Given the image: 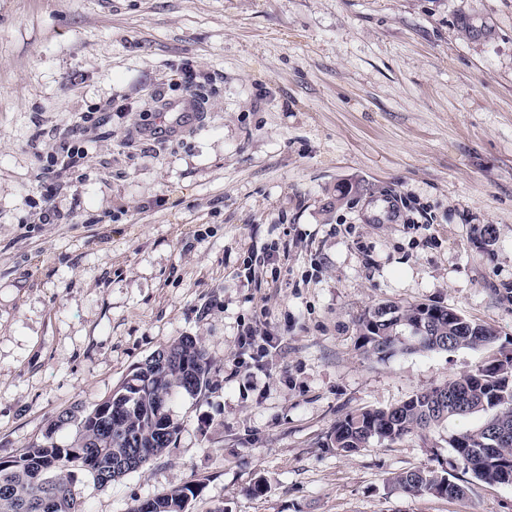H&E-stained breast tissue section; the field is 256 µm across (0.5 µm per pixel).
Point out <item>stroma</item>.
<instances>
[{
	"label": "stroma",
	"instance_id": "1",
	"mask_svg": "<svg viewBox=\"0 0 512 512\" xmlns=\"http://www.w3.org/2000/svg\"><path fill=\"white\" fill-rule=\"evenodd\" d=\"M82 113L81 166L37 181ZM380 302L499 340L381 361L356 326ZM183 335L210 390L173 399L161 457L79 479L85 512L192 481L194 512H512L449 446L478 417L329 440L512 350V0H0V459ZM421 467L465 498L388 482Z\"/></svg>",
	"mask_w": 512,
	"mask_h": 512
}]
</instances>
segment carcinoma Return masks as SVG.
I'll list each match as a JSON object with an SVG mask.
<instances>
[{
  "label": "carcinoma",
  "instance_id": "carcinoma-1",
  "mask_svg": "<svg viewBox=\"0 0 512 512\" xmlns=\"http://www.w3.org/2000/svg\"><path fill=\"white\" fill-rule=\"evenodd\" d=\"M398 318L382 313L378 304L357 322L360 348L380 359L397 352H448L477 349L495 343L498 335L487 325L460 319L448 311L434 319L426 336H414L410 322L422 313V305H391ZM175 360L157 367H134L114 389L113 396L127 395L126 408L109 424H93L94 409L65 414L49 426V432L72 425L75 435L60 444L45 435L22 454L0 466V512H84L74 485L91 472L70 464L69 451L84 458L121 457L134 466L116 467L99 479L105 487L121 480L175 444L182 423L172 416L165 423L154 421L160 401L171 402L183 393L197 397L210 387L211 363L200 343L181 336L167 345ZM512 356L478 365L472 371L432 388L420 391L407 401L390 407L351 412L336 422L329 439L332 447L345 455L354 454L370 443H397L417 433L428 432L451 417L465 418L484 413L486 422L469 429L450 443L463 471L487 484L512 485ZM389 483L406 495H432L461 499L464 486L445 472L431 468L400 471ZM199 494L190 484L171 488L154 496V512H191Z\"/></svg>",
  "mask_w": 512,
  "mask_h": 512
}]
</instances>
